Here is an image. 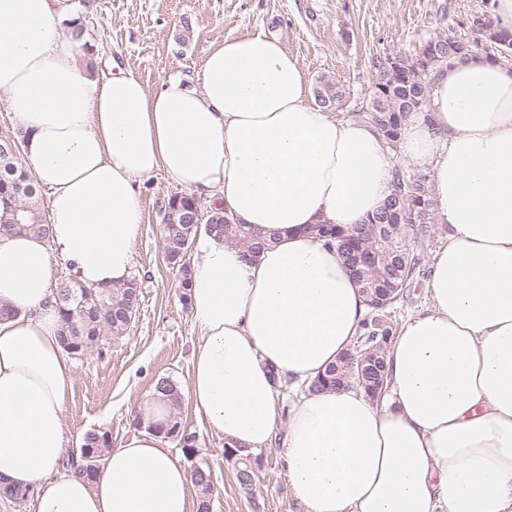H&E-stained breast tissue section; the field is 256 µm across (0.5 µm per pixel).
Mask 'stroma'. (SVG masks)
Here are the masks:
<instances>
[{
    "instance_id": "obj_1",
    "label": "stroma",
    "mask_w": 512,
    "mask_h": 512,
    "mask_svg": "<svg viewBox=\"0 0 512 512\" xmlns=\"http://www.w3.org/2000/svg\"><path fill=\"white\" fill-rule=\"evenodd\" d=\"M57 11L78 16L96 60L94 75L135 73L148 90L163 79L197 80L209 50L224 37L267 33L298 61L307 91L320 81L339 83L345 95L334 113L349 119L372 92L373 63L393 53L414 54L440 33L473 40L471 15L497 0H54ZM181 187L164 172L139 183L142 230L134 246V275L143 281L128 335L73 359V395L62 418L65 455L79 457L86 433L105 431L120 445L139 428L138 411L162 376L188 385L199 330L180 300L181 274L165 258L159 205ZM180 421L195 437L186 468H209L215 483L211 512H302L293 497L278 444L260 453L252 490L240 488L237 464L183 400Z\"/></svg>"
}]
</instances>
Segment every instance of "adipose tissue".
Instances as JSON below:
<instances>
[{"label": "adipose tissue", "instance_id": "adipose-tissue-1", "mask_svg": "<svg viewBox=\"0 0 512 512\" xmlns=\"http://www.w3.org/2000/svg\"><path fill=\"white\" fill-rule=\"evenodd\" d=\"M199 82L90 77L52 0H0V92L51 191L49 239L0 234V485L30 489L36 512H192L189 472L147 429L109 449L94 482L58 471L74 372L54 261L88 287L129 280L143 177L164 171L269 241L249 257L199 234L189 291L192 405L255 453L276 437L281 388L336 362L366 311L311 228L366 223L401 157L429 173L445 230L429 304L391 344L387 405L328 389L284 413L288 481L304 512H512V62L437 69L394 150L308 103L277 36L226 37Z\"/></svg>", "mask_w": 512, "mask_h": 512}]
</instances>
